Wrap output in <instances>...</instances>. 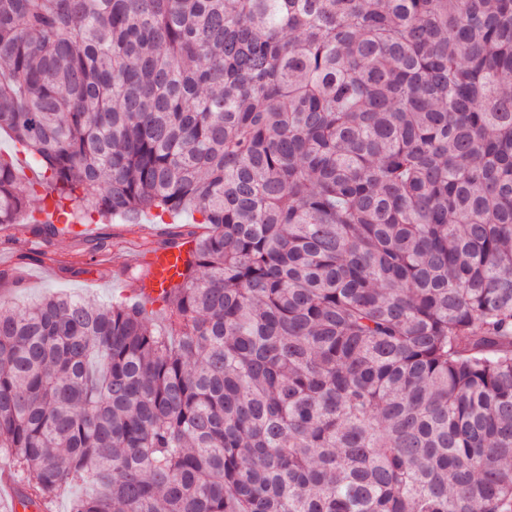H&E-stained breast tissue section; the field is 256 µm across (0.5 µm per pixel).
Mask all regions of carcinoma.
Segmentation results:
<instances>
[{"instance_id": "obj_1", "label": "carcinoma", "mask_w": 512, "mask_h": 512, "mask_svg": "<svg viewBox=\"0 0 512 512\" xmlns=\"http://www.w3.org/2000/svg\"><path fill=\"white\" fill-rule=\"evenodd\" d=\"M512 0H0V230L199 214L162 305L0 295V457L71 512H512Z\"/></svg>"}]
</instances>
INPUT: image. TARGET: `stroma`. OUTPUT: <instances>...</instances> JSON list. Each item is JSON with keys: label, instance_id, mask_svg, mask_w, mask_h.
<instances>
[{"label": "stroma", "instance_id": "35a3bbf8", "mask_svg": "<svg viewBox=\"0 0 512 512\" xmlns=\"http://www.w3.org/2000/svg\"><path fill=\"white\" fill-rule=\"evenodd\" d=\"M190 216L175 218L172 225L143 220L133 228L120 220L94 222L79 234L63 235L48 242L17 229L0 233V271L19 272L24 285L12 289L16 304L24 305L48 295H77L101 305L134 296L138 282L128 276L143 241H158L164 232L193 231ZM108 237L111 247L93 252L98 237Z\"/></svg>", "mask_w": 512, "mask_h": 512}]
</instances>
